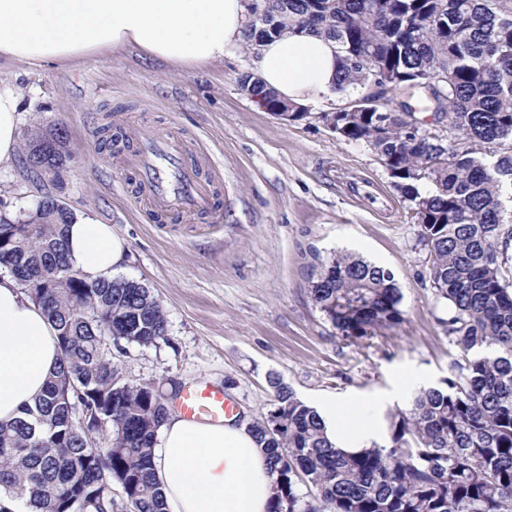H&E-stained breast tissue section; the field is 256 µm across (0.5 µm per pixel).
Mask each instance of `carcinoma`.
Returning <instances> with one entry per match:
<instances>
[{"mask_svg": "<svg viewBox=\"0 0 512 512\" xmlns=\"http://www.w3.org/2000/svg\"><path fill=\"white\" fill-rule=\"evenodd\" d=\"M291 30L336 42L339 90L379 88L346 139L396 171L461 359L387 417L390 445L359 453L333 446L316 409L269 375L273 409L250 423L276 474L269 512H512V220L501 207L512 191V0H272L244 43L254 51ZM239 85L281 103L251 74ZM416 86L471 146L383 97ZM71 218L49 197L23 221L0 218V265L44 309L61 352L44 396L0 422V512H112L114 482L129 512H165L152 463L161 386L120 380L112 347L168 342L166 317L143 284L89 281L70 264ZM309 293L351 342L403 320L393 273L360 257L321 260ZM102 419L111 436L98 447L88 436Z\"/></svg>", "mask_w": 512, "mask_h": 512, "instance_id": "obj_1", "label": "carcinoma"}]
</instances>
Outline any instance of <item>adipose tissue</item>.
<instances>
[{
    "instance_id": "1",
    "label": "adipose tissue",
    "mask_w": 512,
    "mask_h": 512,
    "mask_svg": "<svg viewBox=\"0 0 512 512\" xmlns=\"http://www.w3.org/2000/svg\"><path fill=\"white\" fill-rule=\"evenodd\" d=\"M244 0H0V56L32 65L65 63L133 47L185 70L223 60L241 43ZM255 66L266 89L307 105L334 95L340 61L334 42L290 32L264 41ZM19 98L0 86V165L17 151ZM66 243L87 280H112L128 243L93 213L72 217ZM60 363L44 310L12 275H0V422L34 403ZM378 404L364 409L327 401L317 412L328 440L347 452L381 433ZM153 466L166 512H267L276 475L249 422L211 423L177 415L160 427Z\"/></svg>"
}]
</instances>
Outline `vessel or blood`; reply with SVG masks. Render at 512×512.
Returning a JSON list of instances; mask_svg holds the SVG:
<instances>
[{
  "mask_svg": "<svg viewBox=\"0 0 512 512\" xmlns=\"http://www.w3.org/2000/svg\"><path fill=\"white\" fill-rule=\"evenodd\" d=\"M137 156L133 171L138 189L156 210L174 214L210 210L213 192L199 175L200 156L180 137L159 135ZM178 409L189 418L218 420L231 416L235 406L220 389L200 386L182 394Z\"/></svg>",
  "mask_w": 512,
  "mask_h": 512,
  "instance_id": "b4317fda",
  "label": "vessel or blood"
}]
</instances>
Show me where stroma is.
<instances>
[{
    "label": "stroma",
    "mask_w": 512,
    "mask_h": 512,
    "mask_svg": "<svg viewBox=\"0 0 512 512\" xmlns=\"http://www.w3.org/2000/svg\"><path fill=\"white\" fill-rule=\"evenodd\" d=\"M244 46L200 71L151 61L133 48L63 64L1 59L0 84L21 102L20 132L63 129L57 172L0 166V214L18 220L47 196L71 213H94L125 237L123 278L151 289L169 340L113 350L133 383L198 382L223 390L249 421L272 409L269 374L316 406L380 401L407 408L446 377L456 351L441 324L446 302L431 288L426 253L406 204L378 156L327 125L333 98L288 121L245 96L253 72ZM121 129L128 147H104ZM174 130L199 148L201 176L217 189L207 214L149 222L129 166L140 136ZM350 252L391 270L404 321L360 342L342 338L309 298L317 258Z\"/></svg>",
    "instance_id": "stroma-1"
}]
</instances>
